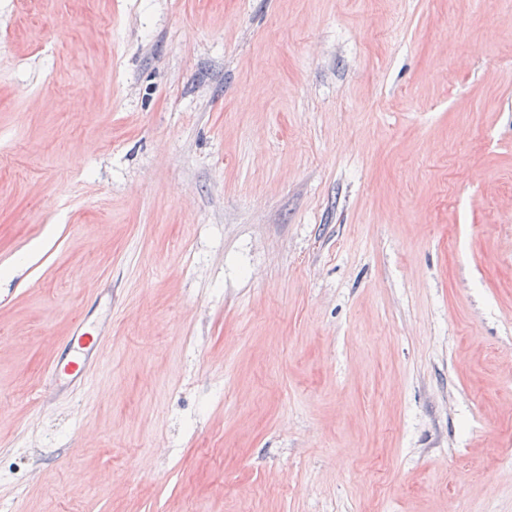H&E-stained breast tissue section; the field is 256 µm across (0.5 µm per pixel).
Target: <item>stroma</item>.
<instances>
[{"mask_svg":"<svg viewBox=\"0 0 512 512\" xmlns=\"http://www.w3.org/2000/svg\"><path fill=\"white\" fill-rule=\"evenodd\" d=\"M0 512H512V0H0ZM85 325H78L66 343L67 354L52 365L50 388L53 392L62 388L81 385L88 379L92 364V354L98 347L102 336H88Z\"/></svg>","mask_w":512,"mask_h":512,"instance_id":"1","label":"stroma"}]
</instances>
